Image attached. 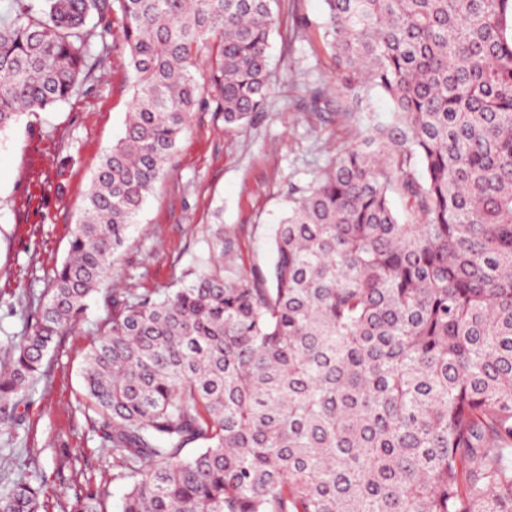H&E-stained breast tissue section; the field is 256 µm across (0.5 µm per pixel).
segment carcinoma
<instances>
[{"instance_id":"1","label":"carcinoma","mask_w":512,"mask_h":512,"mask_svg":"<svg viewBox=\"0 0 512 512\" xmlns=\"http://www.w3.org/2000/svg\"><path fill=\"white\" fill-rule=\"evenodd\" d=\"M275 2L12 0L0 19V132L68 100L110 37L133 87L68 258L0 367L7 438L193 112L229 127L264 111ZM324 2L342 87L381 91L392 120L336 109L358 137L290 192L270 278L217 260L171 291L104 294L79 376L128 485L120 512H512V0ZM304 97L329 106L319 83ZM102 493L70 512H102ZM41 496L17 481L0 512H47Z\"/></svg>"}]
</instances>
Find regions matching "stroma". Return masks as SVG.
<instances>
[{"mask_svg":"<svg viewBox=\"0 0 512 512\" xmlns=\"http://www.w3.org/2000/svg\"><path fill=\"white\" fill-rule=\"evenodd\" d=\"M270 39L271 95L266 110L228 129L222 113H193L173 163L149 196L112 268V279L137 291L179 287L212 263L207 241L223 225L232 250L224 268L238 276L270 270L269 235L282 218L291 186L308 184L356 128L335 112L308 111L302 86L328 87L330 103L346 100L323 38L324 0H278ZM133 89L128 55L111 50L67 101L25 114L0 135V354L22 336L65 261L70 231L103 155L123 134ZM107 315L95 295L86 317L50 352L25 401L12 445L0 444V487L42 478L49 512H66L86 479L107 487L102 512H119L125 490L112 479V450L84 413L78 375Z\"/></svg>","mask_w":512,"mask_h":512,"instance_id":"35a3bbf8","label":"stroma"}]
</instances>
